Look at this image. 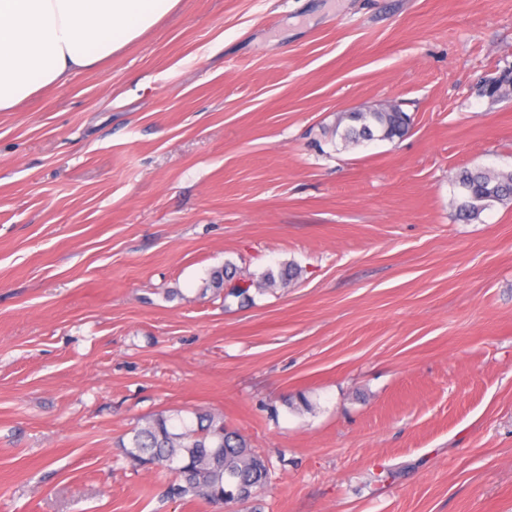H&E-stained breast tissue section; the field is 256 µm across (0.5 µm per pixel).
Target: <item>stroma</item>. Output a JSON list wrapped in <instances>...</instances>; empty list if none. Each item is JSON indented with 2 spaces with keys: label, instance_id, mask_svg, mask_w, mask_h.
Instances as JSON below:
<instances>
[{
  "label": "stroma",
  "instance_id": "stroma-1",
  "mask_svg": "<svg viewBox=\"0 0 512 512\" xmlns=\"http://www.w3.org/2000/svg\"><path fill=\"white\" fill-rule=\"evenodd\" d=\"M510 70L512 0H181L0 112V512H211L120 451L169 411L269 458L262 512H512V201L454 185L512 170ZM384 107L371 109L381 110ZM342 131L339 129L342 126ZM409 117L398 107L377 112H345L336 121L335 133L345 148L364 145L374 140L392 141L404 134ZM462 203L457 206L462 220L476 219L496 203L512 200V171L463 169L454 183ZM298 274V268L295 265L286 264L280 268L277 276H275L273 271L267 270L260 275L258 280L254 281L251 279V281L244 286L235 288V290L231 291V295L239 298L241 303L250 304L254 301V296L250 293L252 286H256L257 288L255 289L258 292H264L268 288L275 287L277 285V279L281 286H287L298 277Z\"/></svg>",
  "mask_w": 512,
  "mask_h": 512
}]
</instances>
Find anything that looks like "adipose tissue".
Masks as SVG:
<instances>
[{
  "mask_svg": "<svg viewBox=\"0 0 512 512\" xmlns=\"http://www.w3.org/2000/svg\"><path fill=\"white\" fill-rule=\"evenodd\" d=\"M180 0H0V112L93 70Z\"/></svg>",
  "mask_w": 512,
  "mask_h": 512,
  "instance_id": "adipose-tissue-1",
  "label": "adipose tissue"
}]
</instances>
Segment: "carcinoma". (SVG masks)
Masks as SVG:
<instances>
[{
  "instance_id": "carcinoma-1",
  "label": "carcinoma",
  "mask_w": 512,
  "mask_h": 512,
  "mask_svg": "<svg viewBox=\"0 0 512 512\" xmlns=\"http://www.w3.org/2000/svg\"><path fill=\"white\" fill-rule=\"evenodd\" d=\"M512 92V73H505L491 85L482 86V95L499 98ZM409 117L396 107L377 112H345L335 129L344 147H356L374 140L391 141L404 134ZM462 203L458 216L473 220L497 203L512 200V171L463 169L455 177ZM237 277V268L227 263L210 275L209 286L220 288ZM298 277V268L286 264L278 272L265 271L259 279L231 291L244 304L254 301L251 287L263 292L278 284L286 286ZM124 456L140 466L162 468L174 477L168 488L173 498L199 500L218 510L231 494L242 504L256 498L270 480V462L255 453L236 430L224 425V418L199 413L196 423L179 413L158 414L145 426L135 428L128 443L121 444Z\"/></svg>"
}]
</instances>
